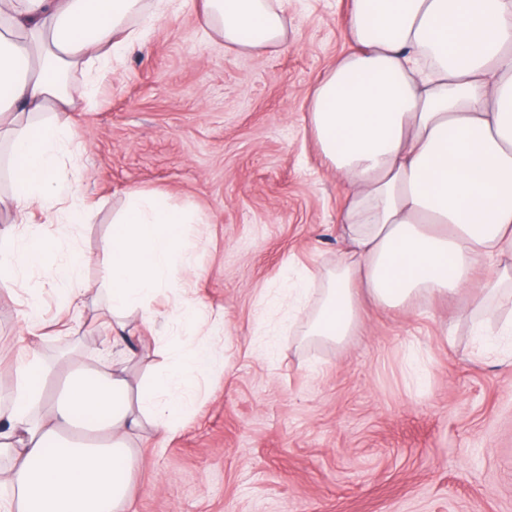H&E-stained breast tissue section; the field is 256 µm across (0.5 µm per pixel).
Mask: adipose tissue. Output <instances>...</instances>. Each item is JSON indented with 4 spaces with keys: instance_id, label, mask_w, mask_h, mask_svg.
Returning <instances> with one entry per match:
<instances>
[{
    "instance_id": "ef3b65f1",
    "label": "adipose tissue",
    "mask_w": 512,
    "mask_h": 512,
    "mask_svg": "<svg viewBox=\"0 0 512 512\" xmlns=\"http://www.w3.org/2000/svg\"><path fill=\"white\" fill-rule=\"evenodd\" d=\"M172 0H0V121L8 131L13 225L0 231V271L13 278L55 258L73 238L64 159L73 131L60 113L90 101L68 71L111 70L144 42ZM224 45L280 46L288 22L278 0H203ZM353 50L321 77L309 104L317 145L348 194L339 217L346 242L325 276L305 336L343 342L357 321V295L399 307L422 296L469 294L474 308L512 276V0H352ZM195 218L163 194L129 189L109 237L106 327L125 331L153 300L183 291ZM495 275L475 280L483 261ZM83 266L57 268L60 310L85 294ZM197 343L132 382L127 350L102 374L72 359L59 394L35 342L21 341L14 382L0 391V512H128L135 450L144 424L177 431L190 413L192 376H220L224 357L200 322Z\"/></svg>"
}]
</instances>
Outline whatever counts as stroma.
<instances>
[{
  "instance_id": "35a3bbf8",
  "label": "stroma",
  "mask_w": 512,
  "mask_h": 512,
  "mask_svg": "<svg viewBox=\"0 0 512 512\" xmlns=\"http://www.w3.org/2000/svg\"><path fill=\"white\" fill-rule=\"evenodd\" d=\"M180 4L74 108L66 169L90 219L60 257L81 255L88 292L62 336L54 267L0 281V388L14 380L32 291L45 360L76 345L98 369L120 354L101 326L103 244L128 189L157 190L202 218L186 287L219 328L224 372L194 380L176 432L136 438L129 512H512V354L478 351L468 296L400 307L361 297L341 344L270 311L285 277L324 274L345 248L346 185L318 149L308 106L352 50L349 0H282L288 42L259 53L225 48L202 0ZM173 303L153 304L137 376L198 339L194 315L169 319Z\"/></svg>"
}]
</instances>
